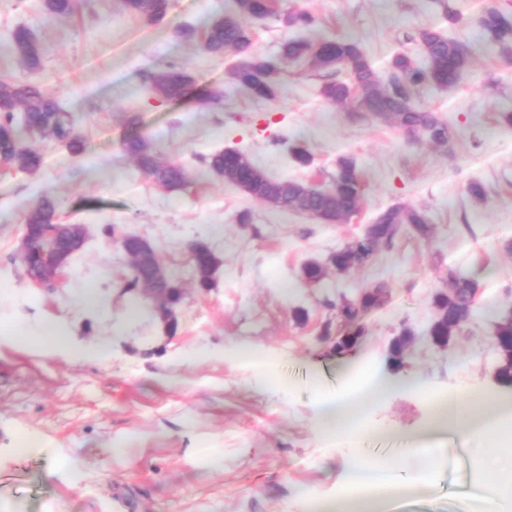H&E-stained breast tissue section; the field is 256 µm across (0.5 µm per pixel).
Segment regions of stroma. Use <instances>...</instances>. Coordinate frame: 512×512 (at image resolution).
I'll list each match as a JSON object with an SVG mask.
<instances>
[{
    "label": "stroma",
    "instance_id": "35a3bbf8",
    "mask_svg": "<svg viewBox=\"0 0 512 512\" xmlns=\"http://www.w3.org/2000/svg\"><path fill=\"white\" fill-rule=\"evenodd\" d=\"M491 6L512 0H282L287 12L308 13V25L253 23L254 50L278 57L283 41L326 37L361 43L381 79L397 54L419 58L413 39L430 27L468 44L471 66L458 86H431L414 94L418 107L447 119L448 144L409 134L352 106L318 94L336 71L285 67L279 96L252 97L239 89L234 52L204 56L178 30H204L232 12L233 0H172L154 25L125 12L120 0H81L73 15L49 16L43 0H0V48L17 27L29 28L42 48L38 71L10 62L19 83H37L77 119L81 154L48 137L32 139L43 156L28 173L0 163V512H308L309 500L343 490L350 460L381 458L405 446L428 419L422 397L399 391L370 410L368 433L324 435L314 416L319 391L341 381L335 336L323 335L336 313L337 293L355 295L382 282L384 305L366 313L363 336L351 354L362 365L387 361L388 344L409 320L415 340L405 374L436 389L485 386L493 381V334L512 312V64L489 52L475 27ZM463 21L451 23L448 10ZM182 65L195 79L190 102L151 93L142 70ZM218 94L217 105L201 97ZM155 139L167 160L188 165L190 180L171 191L144 173L123 151L131 135ZM304 145L311 167L294 163L292 144ZM236 149L275 180L319 181L329 186L340 157L354 158L362 175L359 212L343 224H323L303 213H284L211 175L203 159ZM480 181L484 200L468 193ZM57 204L63 224L85 225L86 242L54 294L40 292L17 259L25 218L41 196ZM402 204L425 211L436 226L425 240L401 234L365 267L337 273L329 259L360 234L373 216ZM249 223H239L241 213ZM152 241L164 266L190 265L193 242L209 244L219 261L209 290L184 281L173 333L132 311L122 288L130 263L102 232ZM324 265L323 285L307 283L308 262ZM461 272L478 285L476 309L465 334L447 348L432 346L426 327L433 297ZM108 303L92 315L82 289ZM67 323L78 340L92 342L109 325L112 362L48 357L7 338L15 323ZM246 341L268 354L272 369L227 359L187 363L192 348L224 349ZM28 436L42 450L20 454ZM443 451L444 488L416 492L395 512H471L468 469L457 461L453 436L435 440ZM217 449L223 466L212 470L193 458L199 447Z\"/></svg>",
    "mask_w": 512,
    "mask_h": 512
}]
</instances>
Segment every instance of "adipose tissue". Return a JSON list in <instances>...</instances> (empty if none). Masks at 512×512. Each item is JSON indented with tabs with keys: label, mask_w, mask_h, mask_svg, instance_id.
I'll return each instance as SVG.
<instances>
[{
	"label": "adipose tissue",
	"mask_w": 512,
	"mask_h": 512,
	"mask_svg": "<svg viewBox=\"0 0 512 512\" xmlns=\"http://www.w3.org/2000/svg\"><path fill=\"white\" fill-rule=\"evenodd\" d=\"M18 341L40 350L44 355L85 358L106 364L112 359V341L108 338L85 343L74 340L66 326L58 322L37 325L20 324L15 333ZM342 383L331 399L334 410H321L324 432H332L337 424H350L362 431L372 406L386 402L394 387L400 386L416 394H427L432 432L452 435L468 443L463 453L470 468L471 489L484 512H492L500 499L512 494V473L487 481L486 462L479 450L491 444L512 445V390H459L445 395L430 392L419 376L396 377L376 368L357 369L355 362L346 360L338 367ZM406 453L418 465V479L407 476L401 464H393L387 476L373 479L363 471L364 463L353 459L347 467L344 495L328 502L325 512H385L386 503L403 496L414 481H421L427 490L437 486L436 474L441 465L439 451L411 441Z\"/></svg>",
	"instance_id": "obj_1"
}]
</instances>
